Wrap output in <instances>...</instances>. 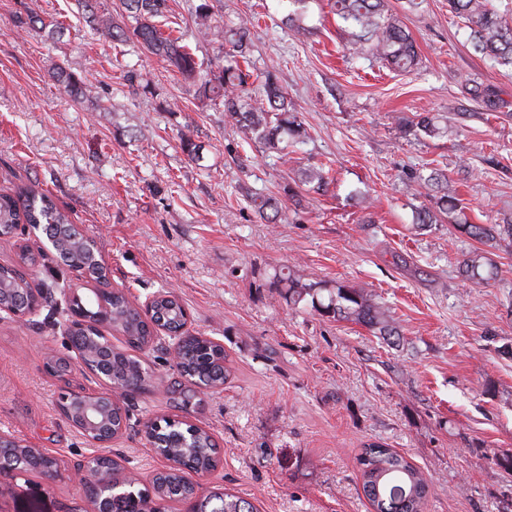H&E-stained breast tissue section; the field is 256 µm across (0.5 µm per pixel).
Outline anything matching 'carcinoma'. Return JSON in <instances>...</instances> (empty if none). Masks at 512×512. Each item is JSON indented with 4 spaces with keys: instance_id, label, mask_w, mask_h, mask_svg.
Wrapping results in <instances>:
<instances>
[{
    "instance_id": "carcinoma-1",
    "label": "carcinoma",
    "mask_w": 512,
    "mask_h": 512,
    "mask_svg": "<svg viewBox=\"0 0 512 512\" xmlns=\"http://www.w3.org/2000/svg\"><path fill=\"white\" fill-rule=\"evenodd\" d=\"M77 13L92 29L95 36L105 42L133 43L150 55L163 61L178 72L192 89L194 96L231 119L243 134L244 141L259 142L275 150L279 158L286 157L280 147V135L285 133L299 142L305 135L302 123L288 95V89L277 77L267 74L260 96L251 95L247 88L250 74V21L243 18L232 24L217 19L210 0H199L192 6L194 40L219 46L222 64L213 76L203 73L204 61L181 37H171L158 28L159 20L167 18L169 0H119L117 10H112L110 0H75ZM336 16L345 24L349 46L354 52L381 61L395 72H410L419 65L416 46L407 32L398 12L389 9L386 0H333ZM448 11L466 23L470 41L476 52L489 59L512 67V24L497 11L490 0H448ZM18 27L37 30L46 39L57 43L65 35V27L58 22H45L34 11H27L19 19ZM53 78L76 99L89 97V86L63 64L54 68ZM407 132L421 133L430 138L441 137L448 126L428 113L405 120ZM299 182L315 193L325 191L326 173L321 167L301 172ZM416 182L429 191L440 192L435 206L415 212L413 223L418 226L448 222L455 230L487 244L496 236L512 237V224H473L464 214L463 206L455 193L448 188V177L434 172L416 176ZM252 205L260 219L269 224L280 220L281 201L276 197H258ZM19 224H54L52 232L60 235L63 251L61 259L77 267L87 265L85 242L73 237L66 226L71 221L45 194L26 187L16 194H0V234L9 235ZM483 256L476 253L462 264V273L470 280H482ZM277 283L288 288V300L297 305L311 299L312 306L323 314L376 330L382 336H396L385 312L371 295L362 288L345 282L336 283L328 290L327 301L315 298V289L299 279L281 274ZM112 306V323L122 333L127 346L134 351H144L152 344L151 329L140 313L131 306L126 294L120 290L108 294L100 288L90 289V294L80 297L91 314H96L100 299ZM155 321L166 326L182 325L184 311L181 303L165 292L156 300ZM226 354L216 350L205 339L188 337L182 340L178 352L172 356L173 367L180 376L205 385L219 386L227 382L230 367L224 364ZM112 380L122 385L144 384L148 371L143 361L123 350L112 353ZM167 445L164 451L194 471L206 472L217 463V451L210 435L198 438V447L181 448L171 430L161 432ZM363 491L372 512H424L429 483L424 473L405 456L378 443L362 448L358 456ZM194 493L191 484L177 473H169L152 484L142 487L139 500L153 504L187 498ZM199 512H255L251 502L213 490L201 497Z\"/></svg>"
}]
</instances>
